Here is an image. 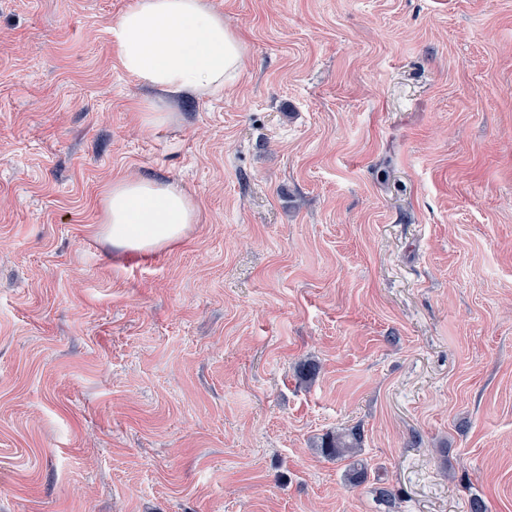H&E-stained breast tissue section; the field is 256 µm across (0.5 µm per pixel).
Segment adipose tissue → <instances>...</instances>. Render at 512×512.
Returning <instances> with one entry per match:
<instances>
[{
    "instance_id": "adipose-tissue-1",
    "label": "adipose tissue",
    "mask_w": 512,
    "mask_h": 512,
    "mask_svg": "<svg viewBox=\"0 0 512 512\" xmlns=\"http://www.w3.org/2000/svg\"><path fill=\"white\" fill-rule=\"evenodd\" d=\"M114 33L125 71L155 94L142 110L149 126L169 118L161 98L220 90L243 62L240 39L204 0H136ZM197 219L196 202L172 182L120 179L105 192L103 222L117 250L174 247Z\"/></svg>"
}]
</instances>
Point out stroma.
Listing matches in <instances>:
<instances>
[{
	"instance_id": "obj_1",
	"label": "stroma",
	"mask_w": 512,
	"mask_h": 512,
	"mask_svg": "<svg viewBox=\"0 0 512 512\" xmlns=\"http://www.w3.org/2000/svg\"><path fill=\"white\" fill-rule=\"evenodd\" d=\"M134 2L0 0V512H512V0H205L242 69L155 127ZM196 202L173 182L120 179L105 192L104 217L112 247L130 252L172 248L197 224ZM362 445V434L358 429L339 428L326 434L321 440L322 454L329 458L350 460L347 479L358 485L366 477L365 467L356 459Z\"/></svg>"
}]
</instances>
